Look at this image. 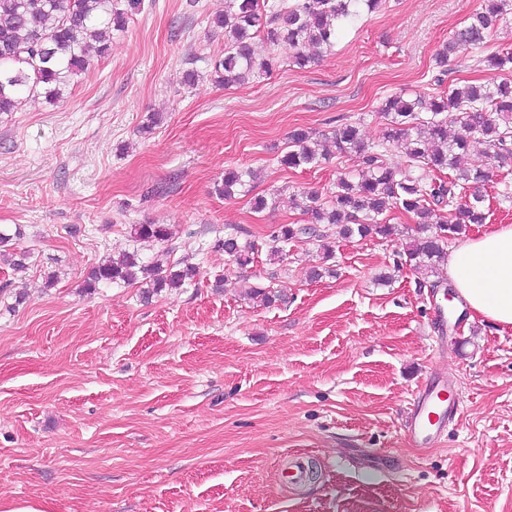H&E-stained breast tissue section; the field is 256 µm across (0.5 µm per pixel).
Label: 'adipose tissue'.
Instances as JSON below:
<instances>
[{"label":"adipose tissue","instance_id":"ef3b65f1","mask_svg":"<svg viewBox=\"0 0 512 512\" xmlns=\"http://www.w3.org/2000/svg\"><path fill=\"white\" fill-rule=\"evenodd\" d=\"M448 281L471 318L512 325V225L501 224L450 250Z\"/></svg>","mask_w":512,"mask_h":512}]
</instances>
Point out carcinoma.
I'll return each instance as SVG.
<instances>
[{"instance_id":"obj_1","label":"carcinoma","mask_w":512,"mask_h":512,"mask_svg":"<svg viewBox=\"0 0 512 512\" xmlns=\"http://www.w3.org/2000/svg\"><path fill=\"white\" fill-rule=\"evenodd\" d=\"M142 0H128V11L112 8V0H0V115L17 111L24 94H42L49 100L61 97L74 77L90 66V51L103 57L112 48L110 33L122 31L129 15L141 10ZM383 0H226L224 13L212 18L224 30V53L210 58V76L222 86L240 83L255 75L269 74L276 56L259 58L253 48L257 36L275 50L286 48L293 62L303 67L312 56L310 48L330 50L337 29L360 15L376 10ZM512 0H484L435 57L434 84L443 85L452 61L464 52L485 47ZM488 66L512 73V52L501 51L486 58ZM381 114L386 119L382 143L370 147L357 126L341 124L331 134L296 128L289 135V150L280 157L285 168L314 166L327 158L321 149L329 136L336 154L362 155L364 169L358 179L341 177L327 198L302 192L294 206L306 216L303 224H280L270 234L272 253H282L298 237L324 238L318 225L339 228L344 239L381 237L397 232L390 213L399 211L415 219V232L404 248L405 264L431 272L448 259V242L466 236L474 224L488 218L483 189L490 173L472 159V143L484 142L497 158L512 160V79L498 83L453 85L442 95L425 102L402 94L386 98ZM457 132L448 135V122ZM394 145L401 161L385 159ZM254 172L231 169L217 188L226 198L238 191L247 194ZM132 241L165 243L171 233L164 224H132ZM237 236L218 237L213 247L224 251L229 261L243 269L267 245ZM322 264L309 271L312 280L332 276L328 261L335 250L319 244ZM198 266L185 257L167 265L146 261L137 249L96 265L85 280L84 290L100 284L137 285L148 299L165 290L182 288L196 281ZM249 295L269 307L280 294L269 286H252Z\"/></svg>"}]
</instances>
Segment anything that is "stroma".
<instances>
[{
  "label": "stroma",
  "instance_id": "stroma-1",
  "mask_svg": "<svg viewBox=\"0 0 512 512\" xmlns=\"http://www.w3.org/2000/svg\"><path fill=\"white\" fill-rule=\"evenodd\" d=\"M225 0H143L58 101L0 115V225L21 226L24 268L0 257V504L39 512H512V326L462 320L447 351L432 332L433 287L403 266L414 236L341 239L336 274L317 281V241L261 253L246 271L212 241H268L299 224L294 194L358 176L359 154L277 164L297 127L356 124L379 142L395 93L431 99L433 58L483 0H386L339 28L334 48L300 68L279 50L271 75L228 88L209 78L224 48L211 20ZM199 80L184 82L187 71ZM150 137L137 129L151 113ZM493 171L487 227L512 225V165L475 143ZM258 172L227 199L225 170ZM168 225V244L133 245L129 227ZM139 248L191 256L195 285L143 300L135 286L83 288L106 257ZM224 287H213L216 276ZM284 301L257 305L245 284ZM452 373L461 412L434 448L403 435L406 409ZM312 479L289 483L293 456Z\"/></svg>",
  "mask_w": 512,
  "mask_h": 512
}]
</instances>
